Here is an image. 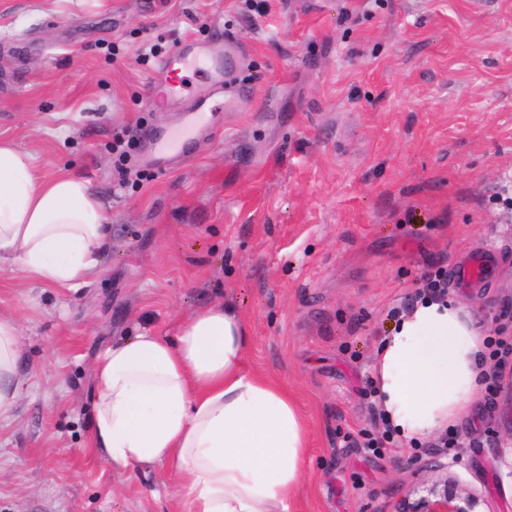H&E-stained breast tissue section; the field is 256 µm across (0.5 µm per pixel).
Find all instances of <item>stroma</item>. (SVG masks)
<instances>
[{
  "label": "stroma",
  "instance_id": "35a3bbf8",
  "mask_svg": "<svg viewBox=\"0 0 512 512\" xmlns=\"http://www.w3.org/2000/svg\"><path fill=\"white\" fill-rule=\"evenodd\" d=\"M227 37L238 108L180 167L121 172L128 138L147 156L186 118L150 99L142 47ZM0 137L42 175L81 173L112 226L79 292L0 273L24 379L0 422V512H180L164 467L117 473L93 450L91 366L215 302L306 419L297 512H390L424 476L429 448L385 433L374 364L427 278L512 344V0H268L261 18L250 0H0ZM511 432L512 359L441 432L492 512H512L494 458Z\"/></svg>",
  "mask_w": 512,
  "mask_h": 512
}]
</instances>
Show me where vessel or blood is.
Here are the masks:
<instances>
[{"mask_svg":"<svg viewBox=\"0 0 512 512\" xmlns=\"http://www.w3.org/2000/svg\"><path fill=\"white\" fill-rule=\"evenodd\" d=\"M239 54L238 44L229 39L222 43L192 42L176 47L159 63L157 86L168 103L181 102L184 89L181 73L192 67L210 79V92L222 96L224 108L233 109L237 103L238 90L232 76ZM210 110L208 102H194L183 126L163 132L157 137L155 151L159 164L173 167L187 160L186 147L195 132L207 126Z\"/></svg>","mask_w":512,"mask_h":512,"instance_id":"1","label":"vessel or blood"}]
</instances>
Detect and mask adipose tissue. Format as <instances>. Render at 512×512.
Returning a JSON list of instances; mask_svg holds the SVG:
<instances>
[{"instance_id":"adipose-tissue-1","label":"adipose tissue","mask_w":512,"mask_h":512,"mask_svg":"<svg viewBox=\"0 0 512 512\" xmlns=\"http://www.w3.org/2000/svg\"><path fill=\"white\" fill-rule=\"evenodd\" d=\"M110 241L105 207L76 173L38 177L31 154L0 139V269L77 292ZM486 338L453 299L425 296L393 322L376 382L395 436L425 440L467 409ZM247 323L230 304L200 309L174 335L140 331L94 357L91 439L118 470L177 476L182 512H295L306 422L285 385L250 370ZM14 321L0 318V420L23 389Z\"/></svg>"}]
</instances>
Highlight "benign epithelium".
Segmentation results:
<instances>
[{
    "mask_svg": "<svg viewBox=\"0 0 512 512\" xmlns=\"http://www.w3.org/2000/svg\"><path fill=\"white\" fill-rule=\"evenodd\" d=\"M498 477L512 480V436L498 442L495 450ZM462 458L436 450L422 478L398 500L392 512H492L487 499L465 485L456 468Z\"/></svg>",
    "mask_w": 512,
    "mask_h": 512,
    "instance_id": "benign-epithelium-1",
    "label": "benign epithelium"
}]
</instances>
